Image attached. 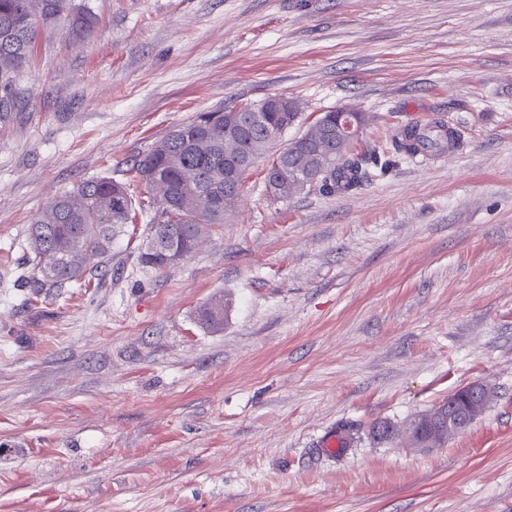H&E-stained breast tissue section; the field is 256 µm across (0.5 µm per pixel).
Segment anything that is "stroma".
<instances>
[{"mask_svg":"<svg viewBox=\"0 0 512 512\" xmlns=\"http://www.w3.org/2000/svg\"><path fill=\"white\" fill-rule=\"evenodd\" d=\"M43 36L0 125V512H512V0H92ZM296 102L369 118L352 152L442 120L460 148L282 199L267 158L178 265L137 215L84 284L34 293L28 228L198 113ZM223 302L210 326L201 310ZM433 448L373 440L458 389ZM353 448L326 454L339 424ZM359 434V429L354 427L353 425H342L341 428H339L338 435L339 438L336 436V431H332L328 436H326L322 441V448L329 453V454H335L336 448L340 447V441H341V448L337 452L338 454L344 452L347 448H349L350 444L355 441L357 438V435Z\"/></svg>","mask_w":512,"mask_h":512,"instance_id":"1","label":"stroma"}]
</instances>
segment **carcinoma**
Instances as JSON below:
<instances>
[{
	"mask_svg": "<svg viewBox=\"0 0 512 512\" xmlns=\"http://www.w3.org/2000/svg\"><path fill=\"white\" fill-rule=\"evenodd\" d=\"M96 22L89 0H0L1 124L11 121L26 101L19 77L37 39L61 25L73 36L86 37ZM257 108L256 104L219 108L174 127L136 164V173L155 193L146 205L135 204L124 184L105 177L84 181L55 199L30 226L35 273L29 287L39 293L81 280L112 250L117 229L132 220L136 209H149L153 203L159 204V211L151 222L141 263L156 270L167 268L164 250L174 246L190 255L210 234L211 226L224 223L228 206L237 197L224 189V163L229 160L244 164L246 172L258 158L271 154L268 169L278 173L266 191L275 198L293 194L291 173L296 170L307 173L313 187L324 194L352 189L367 178L361 154L347 152L339 165L320 168L321 160L337 148L336 138L329 135L336 111L323 113L304 137L292 139L272 154L275 141L270 135L281 130L286 113L263 112V126L258 128ZM390 142L394 154L407 156L421 149L444 151L462 144L461 134L441 121L398 129ZM492 397L482 384H472L402 431L378 423L370 433L380 440L401 438L410 448L441 445L457 434L448 424V405L468 408L476 404L481 413Z\"/></svg>",
	"mask_w": 512,
	"mask_h": 512,
	"instance_id": "cac0c4a2",
	"label": "carcinoma"
}]
</instances>
